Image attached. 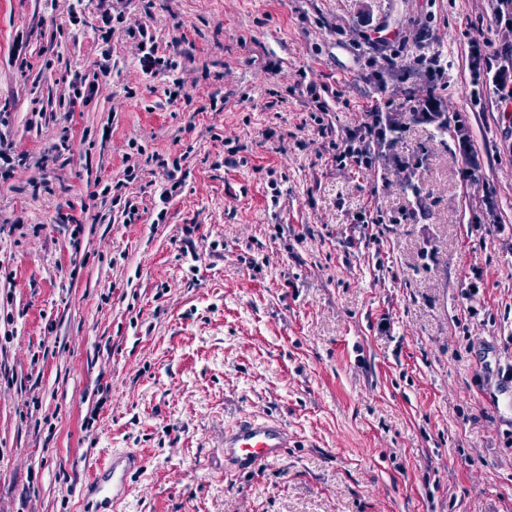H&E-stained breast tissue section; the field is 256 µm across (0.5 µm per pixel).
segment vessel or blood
Masks as SVG:
<instances>
[{"label":"vessel or blood","instance_id":"1","mask_svg":"<svg viewBox=\"0 0 512 512\" xmlns=\"http://www.w3.org/2000/svg\"><path fill=\"white\" fill-rule=\"evenodd\" d=\"M288 430L274 417H242L224 432V469L252 473L269 460L283 456ZM144 465L133 450L113 452L110 460L94 465L83 488V512H117L129 491L130 475Z\"/></svg>","mask_w":512,"mask_h":512}]
</instances>
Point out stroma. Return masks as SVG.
<instances>
[{"label":"stroma","instance_id":"stroma-1","mask_svg":"<svg viewBox=\"0 0 512 512\" xmlns=\"http://www.w3.org/2000/svg\"><path fill=\"white\" fill-rule=\"evenodd\" d=\"M511 57L497 0H0V512H80L126 449L123 512H512ZM409 90L447 130L337 166ZM248 414L293 446L225 474Z\"/></svg>","mask_w":512,"mask_h":512}]
</instances>
